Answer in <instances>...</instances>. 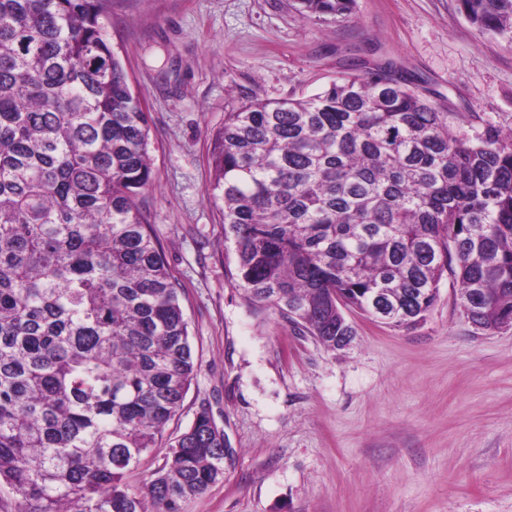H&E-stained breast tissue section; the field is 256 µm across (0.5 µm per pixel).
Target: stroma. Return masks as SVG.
I'll return each instance as SVG.
<instances>
[{"mask_svg":"<svg viewBox=\"0 0 512 512\" xmlns=\"http://www.w3.org/2000/svg\"><path fill=\"white\" fill-rule=\"evenodd\" d=\"M106 30L149 116L143 206L197 363L168 429L205 403L234 450L185 512H512V327L476 331L447 276L417 326L352 311L353 340L328 351L246 297L208 197L230 106L319 93L355 53L418 77L454 130L512 127V36L458 0H356L345 20L292 0H112Z\"/></svg>","mask_w":512,"mask_h":512,"instance_id":"obj_1","label":"stroma"}]
</instances>
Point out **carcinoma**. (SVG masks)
I'll list each match as a JSON object with an SVG mask.
<instances>
[{"label":"carcinoma","instance_id":"1","mask_svg":"<svg viewBox=\"0 0 512 512\" xmlns=\"http://www.w3.org/2000/svg\"><path fill=\"white\" fill-rule=\"evenodd\" d=\"M111 2L0 0V489L17 512H182L233 455L205 404L163 442L196 365L139 199L149 123ZM295 2L308 17L355 6ZM458 2L512 32V0ZM364 67L225 112L212 191L239 286L331 351L355 335L348 309L418 325L446 275L476 330L512 326V131L455 132L394 66Z\"/></svg>","mask_w":512,"mask_h":512}]
</instances>
